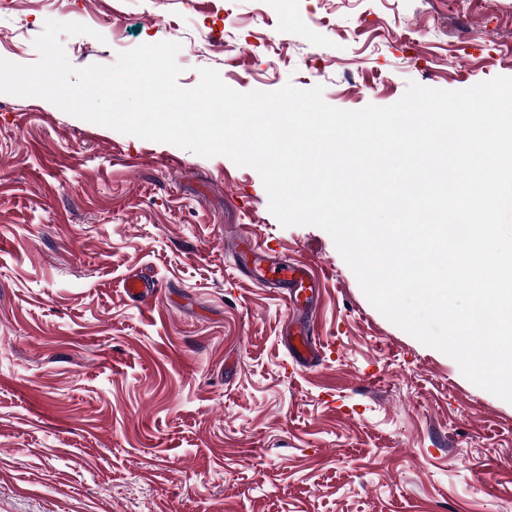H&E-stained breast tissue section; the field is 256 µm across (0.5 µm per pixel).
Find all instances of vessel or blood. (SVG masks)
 <instances>
[{
	"label": "vessel or blood",
	"instance_id": "b4317fda",
	"mask_svg": "<svg viewBox=\"0 0 512 512\" xmlns=\"http://www.w3.org/2000/svg\"><path fill=\"white\" fill-rule=\"evenodd\" d=\"M249 276L266 288H281L286 292L285 302L290 310H304L310 314L314 310V300L318 296V282L309 265L289 262L275 254L256 250L251 254ZM125 293L133 301L142 303L153 299L158 293L155 281L132 276L123 284ZM282 343L292 362L301 368L314 366L322 353L321 340L313 320H306L299 330L289 328L282 331Z\"/></svg>",
	"mask_w": 512,
	"mask_h": 512
}]
</instances>
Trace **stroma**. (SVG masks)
Returning <instances> with one entry per match:
<instances>
[{"mask_svg":"<svg viewBox=\"0 0 512 512\" xmlns=\"http://www.w3.org/2000/svg\"><path fill=\"white\" fill-rule=\"evenodd\" d=\"M49 18L89 27L77 67L179 40L181 87L350 111L512 76V0H14L0 58L36 62ZM244 233L319 277V365L291 368ZM0 512H512V403L282 226L255 169L0 94ZM125 293L133 301L142 303L152 299L157 295L159 284L155 281L143 279L138 275L126 279L123 284Z\"/></svg>","mask_w":512,"mask_h":512,"instance_id":"stroma-1","label":"stroma"}]
</instances>
